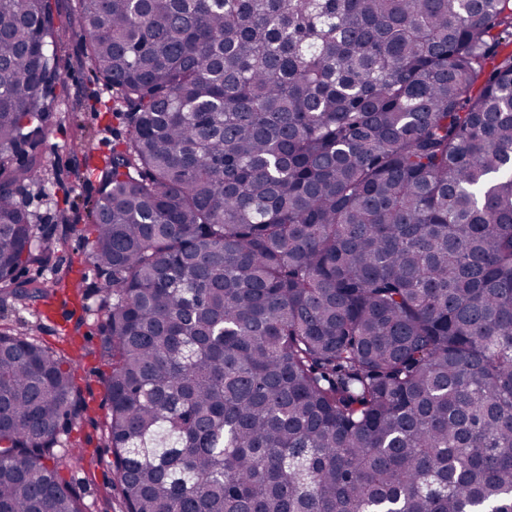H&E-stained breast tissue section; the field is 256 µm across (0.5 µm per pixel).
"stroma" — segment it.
Segmentation results:
<instances>
[{
    "label": "stroma",
    "mask_w": 512,
    "mask_h": 512,
    "mask_svg": "<svg viewBox=\"0 0 512 512\" xmlns=\"http://www.w3.org/2000/svg\"><path fill=\"white\" fill-rule=\"evenodd\" d=\"M84 47L75 37L58 48L61 72L57 92L69 111L59 113L47 134L42 164L49 180L58 184L56 194L46 197L40 186L30 184L19 196L20 203L40 224H58L63 217L86 222L87 212L96 197L97 185L77 178L85 157L100 162L112 152L118 122L111 113L84 106L89 94L111 102L112 90L89 64L83 63ZM58 249L71 261L76 276L70 277V291L78 292L82 305H71L57 296L58 323L43 320L40 302L0 301V323L17 330L34 327V337L43 345L74 358L72 367L77 386L87 404V412L78 423L62 431V455L81 457L82 463L62 469V477L81 491L86 512H124L121 487L112 465V451L100 447L99 428L107 411L103 381L109 373L99 348L98 327L106 306L93 285L97 272L88 260L90 244L76 235H59Z\"/></svg>",
    "instance_id": "35a3bbf8"
}]
</instances>
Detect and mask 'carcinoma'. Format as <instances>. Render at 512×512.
Instances as JSON below:
<instances>
[{
	"instance_id": "1",
	"label": "carcinoma",
	"mask_w": 512,
	"mask_h": 512,
	"mask_svg": "<svg viewBox=\"0 0 512 512\" xmlns=\"http://www.w3.org/2000/svg\"><path fill=\"white\" fill-rule=\"evenodd\" d=\"M78 5L120 129L62 231L125 512H512V0ZM59 40L0 0V299L68 288L16 201L52 195ZM86 411L0 325V512H84L56 447Z\"/></svg>"
}]
</instances>
